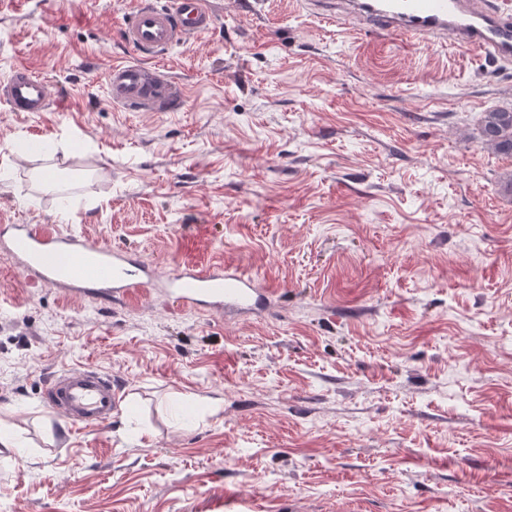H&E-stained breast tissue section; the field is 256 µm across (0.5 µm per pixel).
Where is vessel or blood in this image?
<instances>
[{
    "instance_id": "obj_1",
    "label": "vessel or blood",
    "mask_w": 512,
    "mask_h": 512,
    "mask_svg": "<svg viewBox=\"0 0 512 512\" xmlns=\"http://www.w3.org/2000/svg\"><path fill=\"white\" fill-rule=\"evenodd\" d=\"M319 15L342 27L369 31L430 46L453 40L472 52L512 61V12L493 0H311ZM214 23L207 0H170L157 6L140 0L129 15L123 38L140 63L114 64L107 75L111 98L131 112H171L177 93L151 61L176 45L208 32ZM13 112H43L50 86L24 65L14 68L0 89ZM0 250L12 253L18 272L74 295L131 297L153 288L199 313L263 310L269 291L242 269L228 264L178 266L171 276L152 279L126 251L61 234L47 224L0 226ZM44 397L49 408L73 424L110 423L122 398V384L103 371L79 367L51 375Z\"/></svg>"
}]
</instances>
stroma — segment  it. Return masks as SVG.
<instances>
[{
    "label": "stroma",
    "mask_w": 512,
    "mask_h": 512,
    "mask_svg": "<svg viewBox=\"0 0 512 512\" xmlns=\"http://www.w3.org/2000/svg\"><path fill=\"white\" fill-rule=\"evenodd\" d=\"M138 0H0V224L127 249L157 276L231 263L259 316L66 295L0 255V512H512V63L325 23L304 0H210L171 49L172 112L112 102ZM54 175L43 183L41 173ZM123 385L110 424L43 400ZM1 96L12 112H45L51 102L48 82L24 65L14 68ZM483 143L502 154L512 156V111L484 113L481 121ZM122 384L112 375L79 367L51 375L44 397L49 408L72 424L104 426L118 411Z\"/></svg>",
    "instance_id": "1"
}]
</instances>
